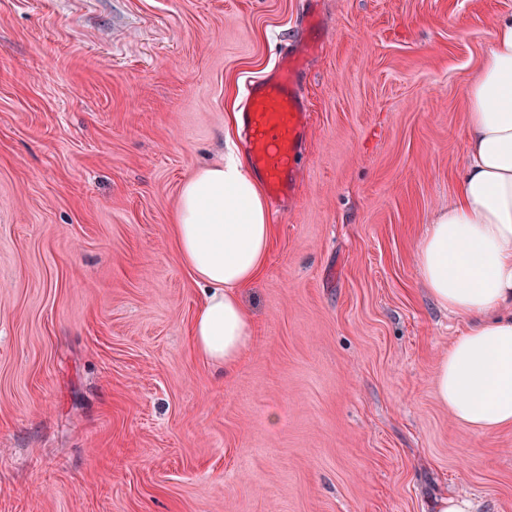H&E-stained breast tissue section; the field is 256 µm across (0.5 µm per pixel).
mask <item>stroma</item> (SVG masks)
<instances>
[{
  "instance_id": "stroma-1",
  "label": "stroma",
  "mask_w": 512,
  "mask_h": 512,
  "mask_svg": "<svg viewBox=\"0 0 512 512\" xmlns=\"http://www.w3.org/2000/svg\"><path fill=\"white\" fill-rule=\"evenodd\" d=\"M306 0H0V512H512V426L437 399L416 245L512 0H322L293 206L232 373L168 225Z\"/></svg>"
}]
</instances>
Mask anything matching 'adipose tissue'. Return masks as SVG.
Listing matches in <instances>:
<instances>
[{
    "instance_id": "1",
    "label": "adipose tissue",
    "mask_w": 512,
    "mask_h": 512,
    "mask_svg": "<svg viewBox=\"0 0 512 512\" xmlns=\"http://www.w3.org/2000/svg\"><path fill=\"white\" fill-rule=\"evenodd\" d=\"M465 97L466 170L416 260L432 301L469 321L439 365L437 397L455 421L490 434L512 425V17L494 22ZM170 226L184 268L207 290L192 346L233 369L251 334L240 290L262 270L273 233L264 187L228 153L183 183Z\"/></svg>"
}]
</instances>
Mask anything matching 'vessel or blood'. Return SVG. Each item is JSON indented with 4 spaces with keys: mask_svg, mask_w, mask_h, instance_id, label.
<instances>
[{
    "mask_svg": "<svg viewBox=\"0 0 512 512\" xmlns=\"http://www.w3.org/2000/svg\"><path fill=\"white\" fill-rule=\"evenodd\" d=\"M314 48L308 40L295 42L278 57L270 74L247 85L241 112L244 147L252 170L277 203L292 199L302 177L299 157L309 114L299 76Z\"/></svg>",
    "mask_w": 512,
    "mask_h": 512,
    "instance_id": "obj_1",
    "label": "vessel or blood"
}]
</instances>
